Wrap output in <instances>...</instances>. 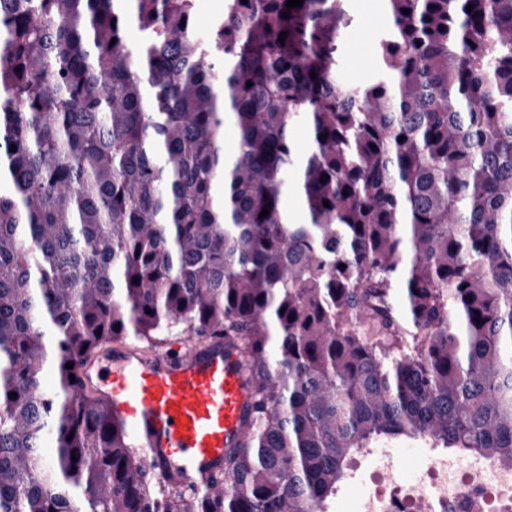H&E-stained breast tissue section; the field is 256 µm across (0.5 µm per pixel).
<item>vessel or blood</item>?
I'll use <instances>...</instances> for the list:
<instances>
[{
  "label": "vessel or blood",
  "mask_w": 512,
  "mask_h": 512,
  "mask_svg": "<svg viewBox=\"0 0 512 512\" xmlns=\"http://www.w3.org/2000/svg\"><path fill=\"white\" fill-rule=\"evenodd\" d=\"M242 347L223 338L190 340L159 352L123 341L78 368L136 444L148 473L186 485L224 472L250 414L251 388Z\"/></svg>",
  "instance_id": "vessel-or-blood-1"
}]
</instances>
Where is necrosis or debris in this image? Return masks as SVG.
<instances>
[{
    "label": "necrosis or debris",
    "mask_w": 512,
    "mask_h": 512,
    "mask_svg": "<svg viewBox=\"0 0 512 512\" xmlns=\"http://www.w3.org/2000/svg\"><path fill=\"white\" fill-rule=\"evenodd\" d=\"M381 465L354 512H415L425 497L434 512H512V468L487 455L431 451L420 478L405 486L394 479L393 458H382Z\"/></svg>",
    "instance_id": "1"
}]
</instances>
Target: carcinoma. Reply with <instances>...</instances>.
<instances>
[{
	"instance_id": "carcinoma-1",
	"label": "carcinoma",
	"mask_w": 512,
	"mask_h": 512,
	"mask_svg": "<svg viewBox=\"0 0 512 512\" xmlns=\"http://www.w3.org/2000/svg\"><path fill=\"white\" fill-rule=\"evenodd\" d=\"M347 2L202 38L194 0H0V512H320L402 441L512 466V0H380L355 87ZM176 328L252 390L197 492L70 379ZM351 10L354 22L342 37L346 63L339 79L346 85L358 86L373 75V41L388 27L389 18L378 0H354Z\"/></svg>"
}]
</instances>
